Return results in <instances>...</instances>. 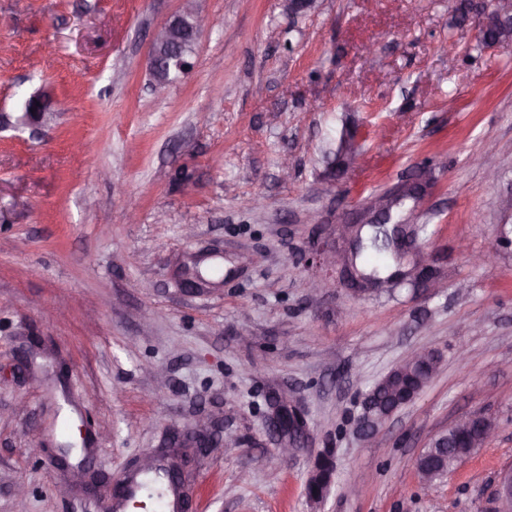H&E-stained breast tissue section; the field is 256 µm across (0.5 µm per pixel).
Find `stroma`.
Here are the masks:
<instances>
[{
    "label": "stroma",
    "mask_w": 512,
    "mask_h": 512,
    "mask_svg": "<svg viewBox=\"0 0 512 512\" xmlns=\"http://www.w3.org/2000/svg\"><path fill=\"white\" fill-rule=\"evenodd\" d=\"M180 7L0 0V113L40 93L56 113L36 136L0 130V512H112L134 464L210 420L224 441L196 460L191 512H498L512 468V48L479 44L448 0H199L210 26L159 98L150 39ZM489 145L493 184L471 162ZM424 164L400 277L359 293L330 266L312 292L310 247L332 248V225ZM486 251L493 265L471 262ZM195 272L202 288H184ZM416 348L440 351V371L360 439L362 397ZM273 393L306 424L288 457ZM66 406L89 469L50 461ZM473 413L491 440L422 484L430 438ZM326 448L336 477L315 503L305 484Z\"/></svg>",
    "instance_id": "35a3bbf8"
}]
</instances>
